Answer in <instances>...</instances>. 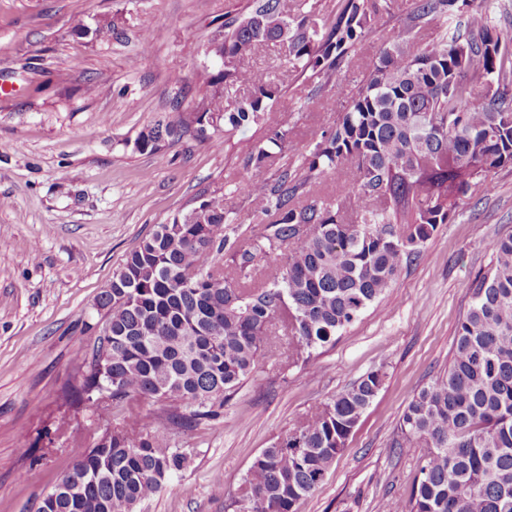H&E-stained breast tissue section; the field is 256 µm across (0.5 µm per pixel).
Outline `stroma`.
<instances>
[{"label":"stroma","mask_w":512,"mask_h":512,"mask_svg":"<svg viewBox=\"0 0 512 512\" xmlns=\"http://www.w3.org/2000/svg\"><path fill=\"white\" fill-rule=\"evenodd\" d=\"M247 2L0 0V512H37L72 462V437L90 443L116 424L91 407L66 410L63 396L102 320L95 299L128 253L204 194L249 220L227 181L258 177L253 131L219 147L192 132L155 152L136 145L156 121L193 111L217 70L207 48ZM387 3L363 59L332 81L308 79V95L293 93L280 44L247 61L280 87L272 113L296 150L335 123L387 46L408 0ZM104 21L117 37L93 36ZM507 234L511 167L470 192L383 298L316 351L317 373L262 355L221 416L181 436L194 456L137 512H224L264 448L374 370L381 390L299 512H384L408 500L426 451L395 447L402 415L447 370L469 305L462 285L489 268L490 243Z\"/></svg>","instance_id":"obj_1"}]
</instances>
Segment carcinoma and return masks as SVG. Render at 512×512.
Listing matches in <instances>:
<instances>
[{"label":"carcinoma","instance_id":"carcinoma-1","mask_svg":"<svg viewBox=\"0 0 512 512\" xmlns=\"http://www.w3.org/2000/svg\"><path fill=\"white\" fill-rule=\"evenodd\" d=\"M486 0H412L336 123L296 151L288 124L271 123L279 88L244 62L268 42L286 46L294 71L327 80L363 53L379 0H339L328 21L315 8L285 12L282 0H251L224 22L220 68L206 78L194 113L217 144L253 127L249 153L268 178L234 183L251 205L235 223L222 202L198 203L161 224L113 272L96 297L111 335L97 337L65 404L115 415L155 399L165 422L128 413L87 445L71 440L73 464L38 512H135L163 491L194 454L177 448L187 429L220 415L256 369L274 327L289 333L287 365L315 367L381 299L402 263L453 217L468 193L512 166V35L491 23ZM433 31L425 43L419 33ZM239 83L250 97L232 109ZM187 128L158 122L150 150ZM341 168L334 198L311 180ZM490 268L463 284L471 304L459 321L448 369L409 403L397 448H429L408 502L385 512H512V235L492 242ZM273 267L258 273V262ZM369 372L331 397L253 460L234 512H298L323 482L363 412L382 388Z\"/></svg>","mask_w":512,"mask_h":512}]
</instances>
